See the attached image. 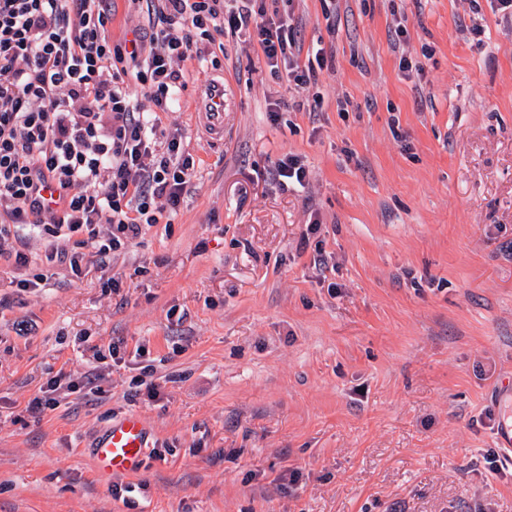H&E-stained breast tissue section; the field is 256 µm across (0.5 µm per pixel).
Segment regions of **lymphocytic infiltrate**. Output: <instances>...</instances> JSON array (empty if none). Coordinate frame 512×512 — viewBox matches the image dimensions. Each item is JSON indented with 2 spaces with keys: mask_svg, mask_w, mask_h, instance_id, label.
Returning a JSON list of instances; mask_svg holds the SVG:
<instances>
[{
  "mask_svg": "<svg viewBox=\"0 0 512 512\" xmlns=\"http://www.w3.org/2000/svg\"><path fill=\"white\" fill-rule=\"evenodd\" d=\"M148 24L112 43V0H0V257L28 263L18 228L41 225L52 239L48 262L80 272V237L100 258L126 248L156 224L157 199L176 215L195 161L179 130L158 125L179 89L176 62L205 56L215 34H248L271 71L287 65L295 89L316 81L294 52L287 15L253 0H141ZM134 73L148 106L133 103ZM55 182L57 206L42 205L35 182Z\"/></svg>",
  "mask_w": 512,
  "mask_h": 512,
  "instance_id": "1",
  "label": "lymphocytic infiltrate"
}]
</instances>
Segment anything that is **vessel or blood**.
Returning <instances> with one entry per match:
<instances>
[{
  "label": "vessel or blood",
  "instance_id": "obj_1",
  "mask_svg": "<svg viewBox=\"0 0 512 512\" xmlns=\"http://www.w3.org/2000/svg\"><path fill=\"white\" fill-rule=\"evenodd\" d=\"M200 110L215 133L224 131V85L214 82L200 100ZM147 430L140 415L127 414L112 422L99 436L93 452L96 469L109 476L140 471L146 450Z\"/></svg>",
  "mask_w": 512,
  "mask_h": 512
}]
</instances>
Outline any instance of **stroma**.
Masks as SVG:
<instances>
[{"label": "stroma", "mask_w": 512, "mask_h": 512, "mask_svg": "<svg viewBox=\"0 0 512 512\" xmlns=\"http://www.w3.org/2000/svg\"><path fill=\"white\" fill-rule=\"evenodd\" d=\"M266 6L298 25L300 65L327 61L297 92L245 36L183 62L160 118L196 174L172 222L86 249L78 275L30 224L27 267L0 258V512H512V467L487 463L512 410V19L497 0ZM212 77L220 137L198 113ZM291 156L304 187L269 177ZM60 374L76 389L28 411ZM129 413L144 464L100 476L91 449Z\"/></svg>", "instance_id": "obj_1"}]
</instances>
